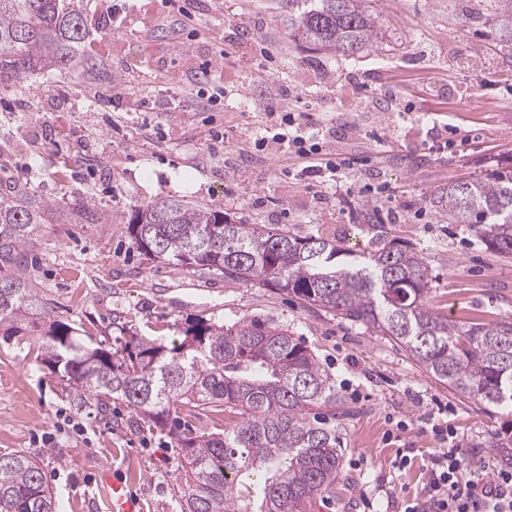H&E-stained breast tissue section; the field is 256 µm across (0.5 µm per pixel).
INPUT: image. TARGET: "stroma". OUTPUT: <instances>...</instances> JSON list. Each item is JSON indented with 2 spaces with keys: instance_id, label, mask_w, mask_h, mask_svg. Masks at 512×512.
Instances as JSON below:
<instances>
[{
  "instance_id": "1",
  "label": "stroma",
  "mask_w": 512,
  "mask_h": 512,
  "mask_svg": "<svg viewBox=\"0 0 512 512\" xmlns=\"http://www.w3.org/2000/svg\"><path fill=\"white\" fill-rule=\"evenodd\" d=\"M379 51L346 57L296 47L269 0H89L93 74L34 72L0 84V188L48 202H87L100 223L44 224L31 271L48 319L77 343L116 349L130 336L169 345L200 322L288 327L333 374L349 411L333 496L307 512H394L426 500L422 464L438 446L436 408L469 457L503 461L485 444L512 420L429 377L365 327L258 283L148 260L130 237L134 212L178 199L217 206L236 224L345 239L355 251L399 239L430 257L429 308L466 323L512 316V258L430 205L448 184L512 164V49L492 41L495 0H372ZM297 122L333 137L325 153L354 158L334 183L300 179L307 158L261 137ZM373 209L374 224L362 212ZM412 449L414 464L395 466ZM40 465L64 512H108L114 467L145 512H180L181 450L133 407L77 397L36 336L0 335V455Z\"/></svg>"
}]
</instances>
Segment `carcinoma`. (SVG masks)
I'll use <instances>...</instances> for the list:
<instances>
[{"label":"carcinoma","mask_w":512,"mask_h":512,"mask_svg":"<svg viewBox=\"0 0 512 512\" xmlns=\"http://www.w3.org/2000/svg\"><path fill=\"white\" fill-rule=\"evenodd\" d=\"M297 46L341 56L376 46L366 0H274ZM87 0H0V84L29 72H92L85 52ZM497 40L512 43V0H497ZM450 224H466L486 249L512 255V167L491 181H458L431 199ZM96 224L89 204L44 202L18 186L0 192V324L46 313L30 275V244L47 221ZM138 250L174 268L286 291L305 306L359 323L400 346L429 376L488 408L512 410V317L454 324L426 297L429 255L390 241L357 253L345 241L262 224H230L219 208L176 199L135 212ZM48 338V362L80 398L121 399L181 448V512H306L336 488L344 400L301 338L272 323L197 324L171 347L132 336L120 349L82 347L76 328L28 324ZM188 409L238 416L207 437L182 423ZM512 461V425L487 443ZM61 502L27 454L0 455V512H60Z\"/></svg>","instance_id":"cac0c4a2"}]
</instances>
